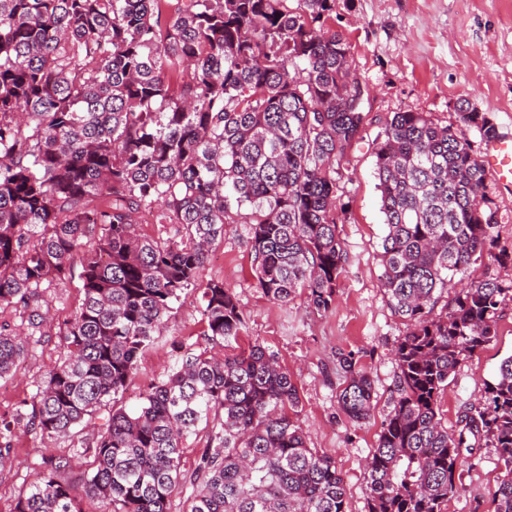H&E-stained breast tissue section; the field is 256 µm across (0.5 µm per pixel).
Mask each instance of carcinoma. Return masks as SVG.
<instances>
[{
    "label": "carcinoma",
    "instance_id": "cac0c4a2",
    "mask_svg": "<svg viewBox=\"0 0 512 512\" xmlns=\"http://www.w3.org/2000/svg\"><path fill=\"white\" fill-rule=\"evenodd\" d=\"M295 2L0 0V311L21 308L39 327L40 288L66 280L74 257L82 266L83 298L58 327L64 357L37 382L31 428L69 437L124 390L228 224L246 225L267 297L332 307L345 272L336 174L362 138L365 86L345 38L321 23L334 0ZM472 128L499 136L481 112L441 126L406 111L374 142L381 288L406 331L366 466L370 512H442L470 437L496 448L507 478L494 512H512V355L457 432L440 417L449 377L491 341L512 294L511 279L490 274L454 283L486 254L512 268ZM154 208L175 234L138 233L135 212ZM201 299L208 339H237L245 318L224 283L207 281ZM24 349L1 325L0 379ZM338 363V409L363 422L374 380L352 352ZM299 403L288 369L258 343L224 356L181 345L136 409L112 408L83 492L113 512H168L188 481L199 489L187 512H347L344 479L308 446ZM212 419L216 447L187 477L183 440ZM66 467L40 470L13 512H79L76 488L58 478Z\"/></svg>",
    "mask_w": 512,
    "mask_h": 512
}]
</instances>
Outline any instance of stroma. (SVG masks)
I'll return each instance as SVG.
<instances>
[{
	"mask_svg": "<svg viewBox=\"0 0 512 512\" xmlns=\"http://www.w3.org/2000/svg\"><path fill=\"white\" fill-rule=\"evenodd\" d=\"M324 26L345 37L352 68L369 88L363 139L347 153L336 177L337 201L344 209L338 231L346 272L331 310H314L302 295L285 304L270 302L256 285L244 225H229L202 278L222 280L235 295L245 317L242 335L226 344L208 340L201 291L186 290L173 302L163 333L139 358L116 404L134 408L153 384L166 378L176 360L173 343L229 354L261 344L290 371L308 444L333 458L345 480L348 512H369L366 460L392 408L397 375L392 351L405 331L380 287L386 227L372 142L394 113L424 112L439 124L454 125L463 107L485 113L499 133L512 135V0H335ZM81 271L80 261H73L64 283L41 289L50 318L31 337L15 375L0 380V416H30L38 381L63 353L57 327L81 302ZM349 351L374 379L375 408L361 423L348 420L336 402L344 382L336 355ZM510 356L512 300L502 305L492 341L461 361L448 380L440 413L449 431L458 429L460 416L477 403ZM111 413V407L101 408L70 438L18 427L10 442L12 465L0 472V512H12L35 468L48 459L69 460L62 479L83 487L93 460L88 447ZM505 475L496 449L477 444L443 512H494V493Z\"/></svg>",
	"mask_w": 512,
	"mask_h": 512,
	"instance_id": "1",
	"label": "stroma"
}]
</instances>
